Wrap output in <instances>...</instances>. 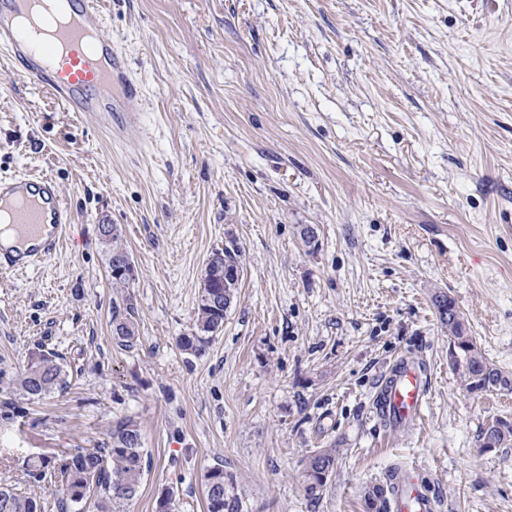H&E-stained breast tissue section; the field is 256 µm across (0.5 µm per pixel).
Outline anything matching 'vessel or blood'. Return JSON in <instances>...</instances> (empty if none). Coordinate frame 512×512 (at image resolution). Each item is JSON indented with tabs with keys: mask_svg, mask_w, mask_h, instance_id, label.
Masks as SVG:
<instances>
[{
	"mask_svg": "<svg viewBox=\"0 0 512 512\" xmlns=\"http://www.w3.org/2000/svg\"><path fill=\"white\" fill-rule=\"evenodd\" d=\"M44 0H0V51L33 83L47 88L68 110L94 123L117 103L140 99L142 89L125 55L112 44L96 0H58L54 21ZM0 214L15 241L0 242V272L23 273L54 255L74 222L57 182L49 175L0 176ZM429 383L423 370L400 360L382 378L376 411L391 428L419 419ZM390 512H436L437 502L409 471H399L387 489Z\"/></svg>",
	"mask_w": 512,
	"mask_h": 512,
	"instance_id": "vessel-or-blood-1",
	"label": "vessel or blood"
}]
</instances>
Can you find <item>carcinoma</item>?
<instances>
[{"label": "carcinoma", "instance_id": "carcinoma-1", "mask_svg": "<svg viewBox=\"0 0 512 512\" xmlns=\"http://www.w3.org/2000/svg\"><path fill=\"white\" fill-rule=\"evenodd\" d=\"M119 228L110 225V236L102 238L108 264L115 255L128 256L118 242ZM218 261L206 266L201 293L194 310L191 332L179 338V347L187 354L205 353L213 335L224 326V316L235 297V289L224 287V274L217 267L235 270L237 254L217 251ZM435 306L442 323L451 331L448 346L452 365L459 373L462 385L469 393L512 390V375L490 362L482 354L474 337L468 333L454 299L446 294L435 296ZM134 308L115 306L112 310L113 336L122 345L134 340ZM20 393L29 399H39L66 385V372L51 354L39 353L16 380ZM482 447L512 446V424L496 419L481 431ZM336 464L335 450L322 449L311 455L301 471L302 483L308 496L316 499L326 490ZM33 475L56 479L63 484L61 512H125V505L138 494L145 475V448L139 424L132 418L117 420L112 426L110 445L104 448H77L57 465L51 457L42 455L26 463ZM206 512H238L240 498L235 488L224 481V469L213 467L204 475ZM374 512H389L382 498V488L376 486L365 494ZM0 512H43L41 498L19 493L8 485H0Z\"/></svg>", "mask_w": 512, "mask_h": 512}]
</instances>
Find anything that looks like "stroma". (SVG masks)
I'll return each mask as SVG.
<instances>
[{"label":"stroma","mask_w":512,"mask_h":512,"mask_svg":"<svg viewBox=\"0 0 512 512\" xmlns=\"http://www.w3.org/2000/svg\"><path fill=\"white\" fill-rule=\"evenodd\" d=\"M143 96L139 128L87 126L0 54V175L47 173L70 240L0 273V484L60 512L25 459L109 444L139 421L146 472L127 512H206L223 465L240 512H365L416 468L438 512H512V391L471 394L434 305L450 295L512 374V0H104ZM136 279L112 285L101 222ZM316 238L305 243L304 225ZM238 251L237 299L206 352L182 351L213 253ZM133 306L135 341L112 335ZM66 389L16 390L32 355ZM432 389L420 424L375 411L401 356ZM336 451L310 499L303 460ZM480 437L483 448H508L512 444V424L496 419L482 429Z\"/></svg>","instance_id":"35a3bbf8"}]
</instances>
